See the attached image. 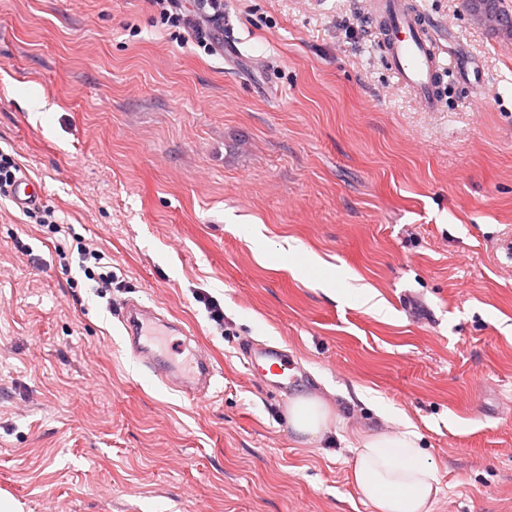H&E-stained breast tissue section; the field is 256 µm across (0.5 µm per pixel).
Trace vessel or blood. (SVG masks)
<instances>
[{
    "instance_id": "1",
    "label": "vessel or blood",
    "mask_w": 512,
    "mask_h": 512,
    "mask_svg": "<svg viewBox=\"0 0 512 512\" xmlns=\"http://www.w3.org/2000/svg\"><path fill=\"white\" fill-rule=\"evenodd\" d=\"M373 18L397 82L413 93L425 111H436L443 76L462 74L464 60L455 53H444L430 19L412 0H382ZM11 197L17 207H36L43 203L45 191L39 183L22 176L13 184ZM156 318L154 310L134 301L126 303L121 312L134 356L158 380L168 384L173 382L169 366L149 346L140 342L141 336L154 326ZM240 350L246 367L260 373L268 386L286 393L298 381L300 370L283 349L245 342ZM215 376L211 356L203 352L194 357L183 381L177 385L188 397L203 402L209 397Z\"/></svg>"
}]
</instances>
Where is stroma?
Instances as JSON below:
<instances>
[{"mask_svg":"<svg viewBox=\"0 0 512 512\" xmlns=\"http://www.w3.org/2000/svg\"><path fill=\"white\" fill-rule=\"evenodd\" d=\"M418 5L484 71L445 77L434 112L396 83L373 0H224L208 50L150 0H0V152L65 226L0 194L7 512H370L356 441L408 426L432 512H512V38L463 0ZM292 241L389 317L329 298ZM82 243L105 265L82 270ZM130 299L209 351L212 399L139 364ZM245 338L298 360L293 396L248 373ZM294 396L334 414L311 442Z\"/></svg>","mask_w":512,"mask_h":512,"instance_id":"1","label":"stroma"}]
</instances>
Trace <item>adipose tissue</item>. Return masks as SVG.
<instances>
[{
	"instance_id": "1",
	"label": "adipose tissue",
	"mask_w": 512,
	"mask_h": 512,
	"mask_svg": "<svg viewBox=\"0 0 512 512\" xmlns=\"http://www.w3.org/2000/svg\"><path fill=\"white\" fill-rule=\"evenodd\" d=\"M297 436L327 430L331 413L315 397L294 400L288 410ZM413 430L369 432L358 439L352 480L372 512H431L440 491L436 469L427 462Z\"/></svg>"
}]
</instances>
